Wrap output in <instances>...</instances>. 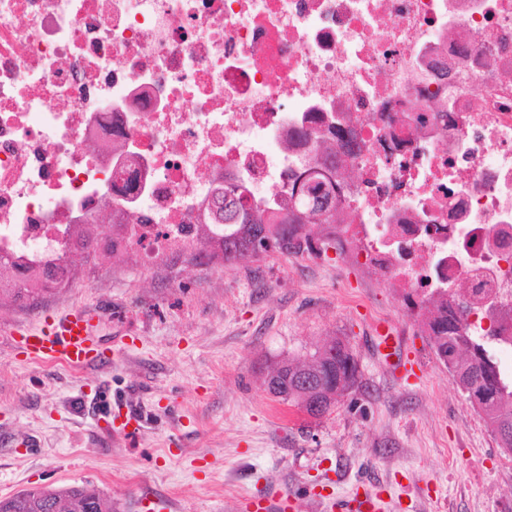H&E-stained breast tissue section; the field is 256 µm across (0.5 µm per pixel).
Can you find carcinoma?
I'll return each instance as SVG.
<instances>
[{
    "label": "carcinoma",
    "mask_w": 512,
    "mask_h": 512,
    "mask_svg": "<svg viewBox=\"0 0 512 512\" xmlns=\"http://www.w3.org/2000/svg\"><path fill=\"white\" fill-rule=\"evenodd\" d=\"M335 192L336 169L325 165L288 176V187L272 201L252 200L243 185L226 181L208 206L206 230L192 259L205 264L220 259L231 265L246 256L310 253L317 240L328 241L338 250L341 243L336 240V214L332 211ZM53 276L60 277L63 284L70 283L72 264L61 267L46 262L31 269L22 286L0 275V293L16 300L35 299L43 291V279ZM431 294L440 297V305L424 325L427 336L454 381L492 433L499 436L500 446L512 454V379L501 374L490 347L498 341V316L491 317L485 335L471 336L467 319L473 305L468 289L439 281ZM306 368L315 372L318 384L331 394L323 404L312 405L317 396L299 389L300 366L294 359L288 361V371L278 375L277 388L271 394L316 419L330 411L333 396H341L357 382V361L340 341L312 356ZM93 505L99 506L98 512H112V504L102 501L99 493L81 486L44 487L0 497V512H87Z\"/></svg>",
    "instance_id": "cac0c4a2"
}]
</instances>
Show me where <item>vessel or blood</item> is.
I'll return each instance as SVG.
<instances>
[{
    "label": "vessel or blood",
    "mask_w": 512,
    "mask_h": 512,
    "mask_svg": "<svg viewBox=\"0 0 512 512\" xmlns=\"http://www.w3.org/2000/svg\"><path fill=\"white\" fill-rule=\"evenodd\" d=\"M92 308L81 307L45 317L36 326H18L11 330V345L26 360L43 363H61L72 368H85L106 361L105 347L96 338ZM103 433L116 438L139 434L143 417L135 410L118 403L108 407L95 418ZM298 493L289 492L276 497L255 492L247 505L254 512H295ZM330 512H383L380 493L362 488L348 495L328 498Z\"/></svg>",
    "instance_id": "obj_1"
}]
</instances>
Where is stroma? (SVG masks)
<instances>
[{
    "label": "stroma",
    "mask_w": 512,
    "mask_h": 512,
    "mask_svg": "<svg viewBox=\"0 0 512 512\" xmlns=\"http://www.w3.org/2000/svg\"><path fill=\"white\" fill-rule=\"evenodd\" d=\"M96 308L111 360L73 370L29 362L8 333L73 308ZM387 321L402 343L376 348ZM424 315L353 255L272 254L225 267L186 259L143 264L135 250L74 265L70 286L37 302L0 297V496L82 485L112 512H239L251 491L320 496L363 485L385 512H512V458L439 360ZM343 342L356 386L314 419L271 395L263 378L282 359ZM412 363L406 382L397 364ZM106 386L137 405L145 431L113 441L77 404Z\"/></svg>",
    "instance_id": "obj_1"
}]
</instances>
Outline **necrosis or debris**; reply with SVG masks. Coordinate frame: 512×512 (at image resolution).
Listing matches in <instances>:
<instances>
[{"label":"necrosis or debris","instance_id":"4bbe7bcc","mask_svg":"<svg viewBox=\"0 0 512 512\" xmlns=\"http://www.w3.org/2000/svg\"><path fill=\"white\" fill-rule=\"evenodd\" d=\"M331 131L380 278L512 310V0H0V256L130 210L120 249L181 259L225 179L273 197Z\"/></svg>","mask_w":512,"mask_h":512}]
</instances>
